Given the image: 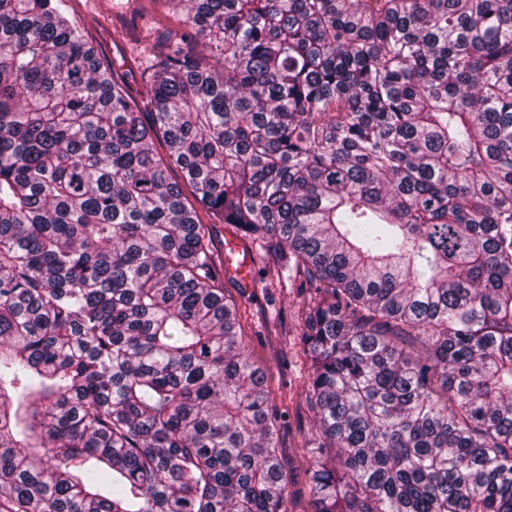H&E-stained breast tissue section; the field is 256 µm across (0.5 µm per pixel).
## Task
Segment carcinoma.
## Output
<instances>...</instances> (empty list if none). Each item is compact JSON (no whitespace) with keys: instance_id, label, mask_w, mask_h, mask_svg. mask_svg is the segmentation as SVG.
I'll list each match as a JSON object with an SVG mask.
<instances>
[{"instance_id":"cac0c4a2","label":"carcinoma","mask_w":512,"mask_h":512,"mask_svg":"<svg viewBox=\"0 0 512 512\" xmlns=\"http://www.w3.org/2000/svg\"><path fill=\"white\" fill-rule=\"evenodd\" d=\"M169 2L135 102L0 0V512H289L173 163L302 296L313 512H512V0Z\"/></svg>"}]
</instances>
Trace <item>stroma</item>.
<instances>
[{"label":"stroma","mask_w":512,"mask_h":512,"mask_svg":"<svg viewBox=\"0 0 512 512\" xmlns=\"http://www.w3.org/2000/svg\"><path fill=\"white\" fill-rule=\"evenodd\" d=\"M165 8L164 0H64L63 12L138 99L145 92L143 75L149 60L140 51L139 32L131 21ZM223 286L225 299L246 313L242 346L268 376L280 417L279 459L291 480L289 508L312 512L303 445L313 437L316 426L306 402L309 369L299 347L296 311L300 299L272 280L244 282L228 275Z\"/></svg>","instance_id":"obj_1"}]
</instances>
